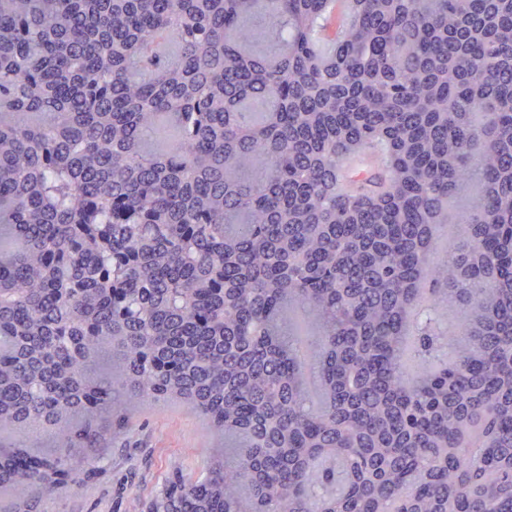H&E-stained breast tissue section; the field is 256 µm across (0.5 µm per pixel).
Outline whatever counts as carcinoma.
Wrapping results in <instances>:
<instances>
[{"mask_svg": "<svg viewBox=\"0 0 512 512\" xmlns=\"http://www.w3.org/2000/svg\"><path fill=\"white\" fill-rule=\"evenodd\" d=\"M327 2L0 0L1 494L125 396L224 433L156 512H512V0Z\"/></svg>", "mask_w": 512, "mask_h": 512, "instance_id": "cac0c4a2", "label": "carcinoma"}]
</instances>
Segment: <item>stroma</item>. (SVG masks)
<instances>
[{
  "mask_svg": "<svg viewBox=\"0 0 512 512\" xmlns=\"http://www.w3.org/2000/svg\"><path fill=\"white\" fill-rule=\"evenodd\" d=\"M102 462L78 489L41 496L36 512H145L174 470L195 478L224 445L197 411L174 401L142 403L130 421L99 418Z\"/></svg>",
  "mask_w": 512,
  "mask_h": 512,
  "instance_id": "1",
  "label": "stroma"
}]
</instances>
